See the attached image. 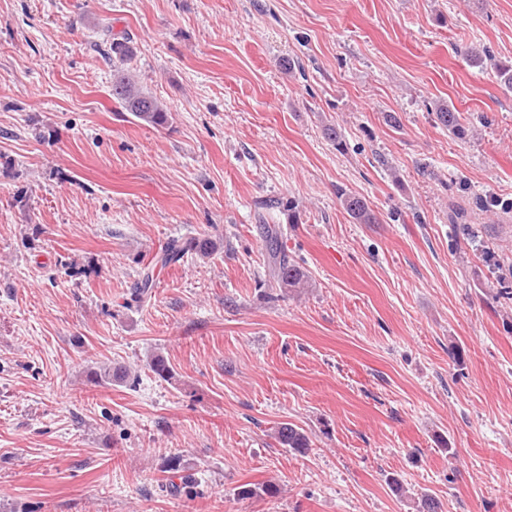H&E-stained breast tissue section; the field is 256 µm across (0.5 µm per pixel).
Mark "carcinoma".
Returning a JSON list of instances; mask_svg holds the SVG:
<instances>
[{"label": "carcinoma", "instance_id": "cac0c4a2", "mask_svg": "<svg viewBox=\"0 0 512 512\" xmlns=\"http://www.w3.org/2000/svg\"><path fill=\"white\" fill-rule=\"evenodd\" d=\"M103 54L112 60V100L118 104L121 111L130 113L140 122L152 126L162 127L169 123L171 114L167 106L157 98L145 93L138 85L137 80L129 73V64L132 60L133 50L126 40H114L109 43V49ZM470 61L476 66L488 65L494 70L496 76L504 86L512 89V60H502L491 55L488 51L474 49L469 54ZM435 115L438 123L460 139L467 136V128L461 122V116L449 108L444 102L435 104ZM338 198L342 207L356 224H375V217L365 197L348 192L344 189L338 191ZM269 250L272 264L271 278L284 288H304L307 279L296 261L288 255L279 244L278 231L269 229ZM215 250L214 242L209 238H172L162 252L157 255V262L162 266H169L180 261L184 255L194 253L202 258L210 257ZM150 370L164 380L173 378L167 360L160 354L150 358ZM129 378V369L125 366L114 367L102 364L93 367L87 372L88 382L96 385H110L123 383ZM274 439L284 447L297 452H305L310 448L309 436L292 423L284 422L274 429ZM165 483L162 489L173 496H191L198 483L194 469L189 466L181 455L168 457L163 463ZM279 494L277 485L269 482L261 485L244 484L237 488L236 495L241 499L266 496L274 498Z\"/></svg>", "mask_w": 512, "mask_h": 512}]
</instances>
